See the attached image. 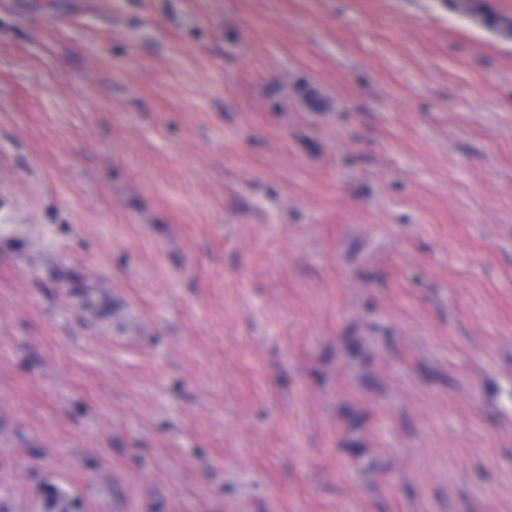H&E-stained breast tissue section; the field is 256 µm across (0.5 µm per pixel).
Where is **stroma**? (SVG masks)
<instances>
[{"label": "stroma", "mask_w": 512, "mask_h": 512, "mask_svg": "<svg viewBox=\"0 0 512 512\" xmlns=\"http://www.w3.org/2000/svg\"><path fill=\"white\" fill-rule=\"evenodd\" d=\"M512 0H0V512H512Z\"/></svg>", "instance_id": "1"}]
</instances>
